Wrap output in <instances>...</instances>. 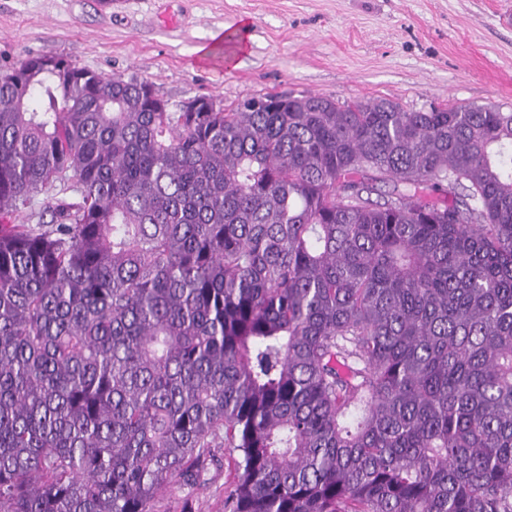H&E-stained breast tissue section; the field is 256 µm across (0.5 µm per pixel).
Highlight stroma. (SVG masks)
<instances>
[{
  "mask_svg": "<svg viewBox=\"0 0 512 512\" xmlns=\"http://www.w3.org/2000/svg\"><path fill=\"white\" fill-rule=\"evenodd\" d=\"M512 0H0V74L60 55L171 108L293 91L512 108Z\"/></svg>",
  "mask_w": 512,
  "mask_h": 512,
  "instance_id": "35a3bbf8",
  "label": "stroma"
}]
</instances>
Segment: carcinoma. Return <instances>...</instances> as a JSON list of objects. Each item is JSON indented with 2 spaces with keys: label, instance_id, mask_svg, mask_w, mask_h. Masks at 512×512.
I'll return each mask as SVG.
<instances>
[{
  "label": "carcinoma",
  "instance_id": "obj_1",
  "mask_svg": "<svg viewBox=\"0 0 512 512\" xmlns=\"http://www.w3.org/2000/svg\"><path fill=\"white\" fill-rule=\"evenodd\" d=\"M145 85L0 76V512H512V110ZM63 184L56 183V187H53L49 190H46L39 194L36 199L33 201L32 211L34 216L30 218V209L26 210L22 213V219L25 221V224H37L39 221L40 215L43 213V221L49 222L51 220L50 212L45 209L48 202H54V198L67 197L73 199L76 197V194L70 190L62 191ZM227 473L225 471L224 475L218 478L216 490L213 488L212 491L194 495L192 509L195 512H222V501L226 493L231 489Z\"/></svg>",
  "mask_w": 512,
  "mask_h": 512
}]
</instances>
